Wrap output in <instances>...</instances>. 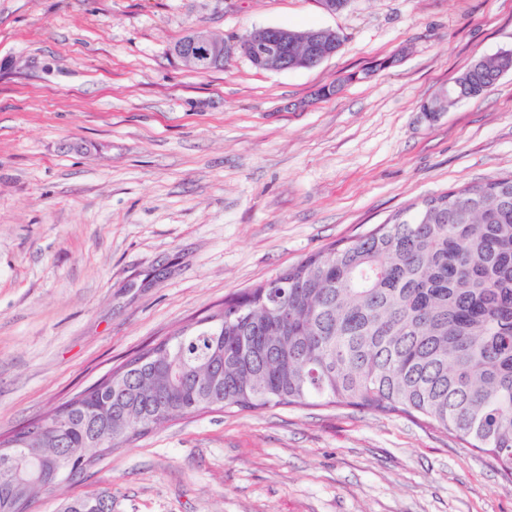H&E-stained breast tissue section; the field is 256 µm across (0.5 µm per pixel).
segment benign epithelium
I'll return each mask as SVG.
<instances>
[{
  "label": "benign epithelium",
  "mask_w": 512,
  "mask_h": 512,
  "mask_svg": "<svg viewBox=\"0 0 512 512\" xmlns=\"http://www.w3.org/2000/svg\"><path fill=\"white\" fill-rule=\"evenodd\" d=\"M191 49L177 53L184 67L203 72L224 58L241 54L261 70L281 72L310 68L336 54V31L284 27H258L242 36L222 40L198 29L190 31ZM462 87L448 84L422 106V111L447 112L462 98Z\"/></svg>",
  "instance_id": "7a95c632"
}]
</instances>
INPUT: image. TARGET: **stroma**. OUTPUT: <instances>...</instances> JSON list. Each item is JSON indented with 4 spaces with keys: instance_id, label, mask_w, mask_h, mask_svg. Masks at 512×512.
<instances>
[{
    "instance_id": "stroma-1",
    "label": "stroma",
    "mask_w": 512,
    "mask_h": 512,
    "mask_svg": "<svg viewBox=\"0 0 512 512\" xmlns=\"http://www.w3.org/2000/svg\"><path fill=\"white\" fill-rule=\"evenodd\" d=\"M265 26L343 44L283 72L169 52ZM508 49L512 0H0V435L309 255L512 174V72L421 110ZM102 492L112 512H512L487 455L344 406L166 422L28 512ZM461 90L462 87L458 84L443 86L432 99L423 104L422 112L435 114L449 111L461 100Z\"/></svg>"
}]
</instances>
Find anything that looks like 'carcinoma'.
<instances>
[{"label":"carcinoma","mask_w":512,"mask_h":512,"mask_svg":"<svg viewBox=\"0 0 512 512\" xmlns=\"http://www.w3.org/2000/svg\"><path fill=\"white\" fill-rule=\"evenodd\" d=\"M497 54L462 72L476 94ZM224 300L65 403L69 422L35 460L31 423L0 439V512H27L81 475L107 420L116 449L209 408L354 406L420 415L512 474V176L451 190Z\"/></svg>","instance_id":"carcinoma-1"}]
</instances>
